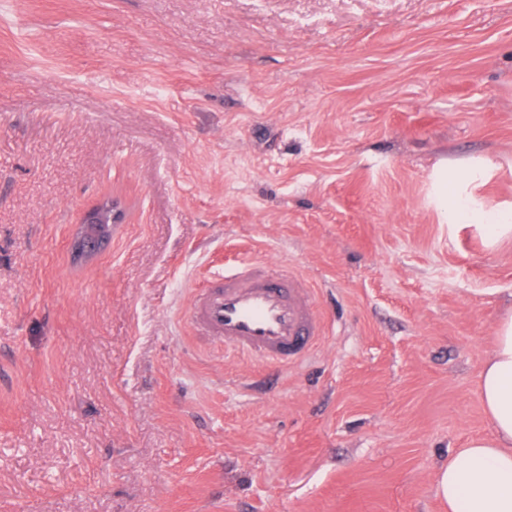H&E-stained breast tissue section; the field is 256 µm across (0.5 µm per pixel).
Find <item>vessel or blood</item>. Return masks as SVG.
Wrapping results in <instances>:
<instances>
[{"instance_id":"vessel-or-blood-1","label":"vessel or blood","mask_w":512,"mask_h":512,"mask_svg":"<svg viewBox=\"0 0 512 512\" xmlns=\"http://www.w3.org/2000/svg\"><path fill=\"white\" fill-rule=\"evenodd\" d=\"M188 313L195 331L275 369L301 360L324 332L305 278L246 258L235 273L194 290Z\"/></svg>"}]
</instances>
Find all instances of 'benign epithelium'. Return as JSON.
Wrapping results in <instances>:
<instances>
[{
    "label": "benign epithelium",
    "instance_id": "1",
    "mask_svg": "<svg viewBox=\"0 0 512 512\" xmlns=\"http://www.w3.org/2000/svg\"><path fill=\"white\" fill-rule=\"evenodd\" d=\"M122 220V210L110 197H104L88 208L69 242L72 262L84 263L97 257L112 238V225L120 224Z\"/></svg>",
    "mask_w": 512,
    "mask_h": 512
}]
</instances>
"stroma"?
I'll return each instance as SVG.
<instances>
[{
  "mask_svg": "<svg viewBox=\"0 0 512 512\" xmlns=\"http://www.w3.org/2000/svg\"><path fill=\"white\" fill-rule=\"evenodd\" d=\"M443 170L512 205V0H0V506L445 512L512 238ZM247 253L328 323L270 380L187 321ZM441 200L446 204L448 223L460 224L472 221L484 232L488 245L495 244L504 237L512 236V209L486 215L482 211L454 202L448 208V173L444 172L440 180ZM123 212L112 197H104L88 208L69 242L73 263H84L97 257L112 238V224H120Z\"/></svg>",
  "mask_w": 512,
  "mask_h": 512,
  "instance_id": "stroma-1",
  "label": "stroma"
}]
</instances>
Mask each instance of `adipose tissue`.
I'll list each match as a JSON object with an SVG mask.
<instances>
[{"label":"adipose tissue","instance_id":"1","mask_svg":"<svg viewBox=\"0 0 512 512\" xmlns=\"http://www.w3.org/2000/svg\"><path fill=\"white\" fill-rule=\"evenodd\" d=\"M446 217L476 223L491 245L512 236V209L487 215L455 203ZM478 387L491 433L449 455L437 473V494L448 512H512V312L496 325Z\"/></svg>","mask_w":512,"mask_h":512}]
</instances>
